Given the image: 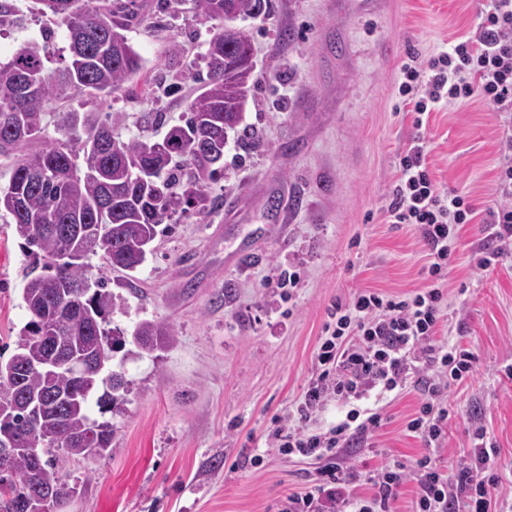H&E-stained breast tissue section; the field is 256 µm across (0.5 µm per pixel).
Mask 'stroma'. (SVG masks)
Returning <instances> with one entry per match:
<instances>
[{
	"label": "stroma",
	"instance_id": "1",
	"mask_svg": "<svg viewBox=\"0 0 512 512\" xmlns=\"http://www.w3.org/2000/svg\"><path fill=\"white\" fill-rule=\"evenodd\" d=\"M156 3L136 0L143 21L127 33L144 66L111 102L123 141L163 137L164 128H145L147 113L181 119L211 36L193 0L163 12ZM480 8L481 0H270L265 14L242 20L261 76L245 115L255 137H230L226 175L209 185L220 205L206 220L180 217L133 274L111 273L123 303L114 324L166 321L175 341L128 361L112 451L69 463L76 493L55 512H277L302 490L308 462L270 448L268 435L302 398L328 307L360 288L401 294L425 283L414 226L383 220L397 158L415 131L413 113L400 108L398 68L475 31ZM285 29L291 41H280ZM164 80L179 92L163 94ZM427 133L438 184L485 206L507 153L498 113L473 99L432 112ZM273 195L276 210L267 205ZM461 236L449 318L477 364L452 389L439 453L451 464L471 461L473 432L486 427L498 449L491 464L512 486V257L476 271L469 246L480 225ZM33 266L0 218L2 362L30 319L23 288ZM288 270L298 286L274 287ZM417 398L407 391L387 404L376 438L408 463L425 452L404 429Z\"/></svg>",
	"mask_w": 512,
	"mask_h": 512
}]
</instances>
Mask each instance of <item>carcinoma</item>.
<instances>
[{
  "instance_id": "obj_1",
  "label": "carcinoma",
  "mask_w": 512,
  "mask_h": 512,
  "mask_svg": "<svg viewBox=\"0 0 512 512\" xmlns=\"http://www.w3.org/2000/svg\"><path fill=\"white\" fill-rule=\"evenodd\" d=\"M18 0H0V32L19 20ZM38 14L65 27L70 59L56 72L45 66L46 45L18 47L0 62V154L29 143L42 131L50 102L85 95L104 102L127 91L143 69V58L124 31L143 21L133 0H33ZM225 0H195L204 20L224 18ZM241 18H257L268 0H230ZM252 47L250 34L211 36L203 56L206 76L187 105L184 121L167 127L163 149L147 152L149 139L114 136L112 115L104 120L70 111L64 126L82 129V164L71 141L56 139L22 155L5 187L0 217L7 215L28 254L45 273L30 278L23 300L30 320L19 333L17 350L0 362V448L21 435L25 447L40 449V460L26 451L10 459V479L0 490V512H32L41 497L58 507L75 488L65 480L66 465L112 452L114 425L91 418L92 405L115 413L131 381L123 364L106 377L77 389L67 370L37 365L51 355L94 356L102 345L122 346L124 331L111 326L121 309L106 277H92L89 259L104 268L133 272L152 253L146 242L157 227L180 214L205 220L216 206L208 183L224 175L228 134L254 137L242 125L258 82L255 64L241 62ZM175 331L165 322L141 320L131 338L150 354L169 348Z\"/></svg>"
}]
</instances>
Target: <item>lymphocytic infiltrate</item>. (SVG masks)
<instances>
[{"label": "lymphocytic infiltrate", "mask_w": 512, "mask_h": 512, "mask_svg": "<svg viewBox=\"0 0 512 512\" xmlns=\"http://www.w3.org/2000/svg\"><path fill=\"white\" fill-rule=\"evenodd\" d=\"M398 94L415 114V132L398 156L384 214L387 223L417 229L426 284L402 295L365 288L333 305L302 401L271 433L281 454L316 465L305 490L289 495L279 512H394L409 478L417 485L413 512H501V478L485 469L496 453L486 430L475 434V465L448 468L435 449L448 426V392L476 363L470 348L449 339L448 273L463 226L477 219L485 236L474 268L486 271L512 256V158L498 168L491 206L478 208L466 193L438 186L426 162V128L430 112L477 98L512 132V0H484L472 35L426 60L402 61ZM411 389L420 398L405 429L425 454L412 466L391 456L374 469L357 465L360 451L376 450L383 421L366 399ZM331 401L344 415L324 428L318 416Z\"/></svg>", "instance_id": "1"}]
</instances>
